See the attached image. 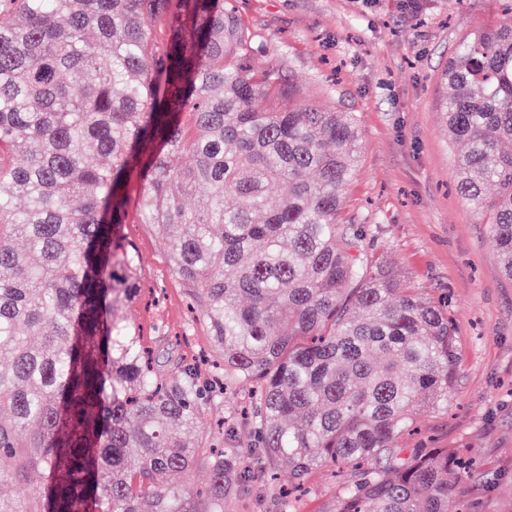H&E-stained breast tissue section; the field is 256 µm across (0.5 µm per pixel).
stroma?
I'll return each mask as SVG.
<instances>
[{"mask_svg": "<svg viewBox=\"0 0 512 512\" xmlns=\"http://www.w3.org/2000/svg\"><path fill=\"white\" fill-rule=\"evenodd\" d=\"M256 56L278 69L292 103L355 113L359 163L343 213L367 225L365 249L427 297L448 296L460 371L447 413L423 417L404 443L461 453L460 512H512V280L488 226L454 190L443 74L460 41L499 19L503 0H236ZM141 295L127 316L157 368L208 353L188 327L186 290L155 227L130 224ZM276 485L244 483L224 512H284Z\"/></svg>", "mask_w": 512, "mask_h": 512, "instance_id": "35a3bbf8", "label": "stroma"}]
</instances>
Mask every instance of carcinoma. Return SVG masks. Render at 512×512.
Listing matches in <instances>:
<instances>
[{"mask_svg": "<svg viewBox=\"0 0 512 512\" xmlns=\"http://www.w3.org/2000/svg\"><path fill=\"white\" fill-rule=\"evenodd\" d=\"M445 80L457 193L512 280V10L462 41ZM288 96L231 0H0V486L16 490L0 512H224L244 449L185 434L226 381L258 383L269 471L347 472L333 512H453L451 477L473 462L403 444L454 394L448 305L343 221L356 117ZM134 173L138 223L224 361L207 387L155 369L124 316Z\"/></svg>", "mask_w": 512, "mask_h": 512, "instance_id": "carcinoma-1", "label": "carcinoma"}]
</instances>
